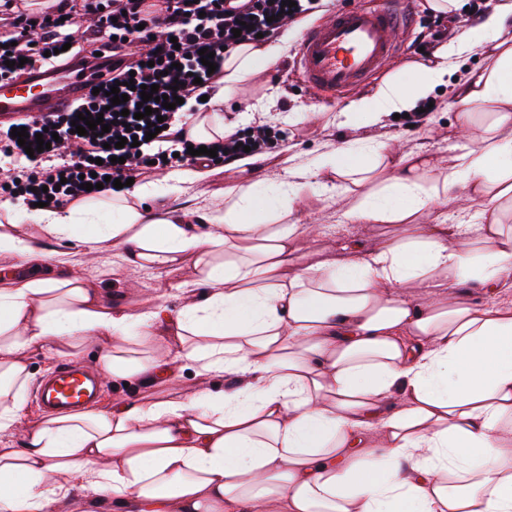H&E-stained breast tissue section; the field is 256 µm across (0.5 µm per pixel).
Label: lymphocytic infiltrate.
<instances>
[{
    "label": "lymphocytic infiltrate",
    "instance_id": "1",
    "mask_svg": "<svg viewBox=\"0 0 512 512\" xmlns=\"http://www.w3.org/2000/svg\"><path fill=\"white\" fill-rule=\"evenodd\" d=\"M0 7L13 12L10 30L0 31V79L22 74L18 59L35 65H92L98 57L111 59L103 71L99 94L86 95L69 110L27 122L26 145L49 142V149L27 155L11 127H0V155L11 170L0 176V194L22 193L27 203L48 202L63 207L102 194H115L114 180L138 178L149 172L151 162L177 157L191 162L193 140L182 107L168 109L152 103V113L137 118L141 85H157L159 95L176 93L188 99L198 83H212L213 75L200 61V49L213 52V61L223 64L231 50L242 45H260L280 28L297 21L306 11V0L295 6L282 0H52L46 11L30 12L25 0H0ZM252 29H245V22ZM14 67H7V60ZM128 97V116L110 107L111 88ZM102 115L109 133L91 130L74 137L72 123L82 114ZM161 123L159 141L166 150L144 154L142 147L119 145L120 137L145 139L152 123ZM271 138L268 126L255 133H233L207 141L216 150V160L226 163L239 155V146L261 152Z\"/></svg>",
    "mask_w": 512,
    "mask_h": 512
}]
</instances>
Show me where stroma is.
<instances>
[{
    "label": "stroma",
    "mask_w": 512,
    "mask_h": 512,
    "mask_svg": "<svg viewBox=\"0 0 512 512\" xmlns=\"http://www.w3.org/2000/svg\"><path fill=\"white\" fill-rule=\"evenodd\" d=\"M475 7V0H464L463 9L450 17L430 11L426 0H412L415 22L405 35L403 48L386 68V75L397 73L411 62L432 58L450 37L445 30L449 19L477 24L481 16ZM492 51V46L487 45L461 59L448 86L432 95L433 109L424 125L412 128L405 119L388 114L379 124L362 128V135L374 137L402 153L427 151L438 166H448L466 143V135L459 128L460 108L455 95L466 78L488 64ZM249 106L254 107L257 121L274 125L279 130L264 152L263 173L272 179L279 173L278 153L284 145H293L302 158L314 159L353 135L352 130L334 122L341 102L315 96L304 89L290 55L262 72L254 83L225 99L221 112L225 120L236 121L239 112ZM235 176L233 169L218 170L206 181L187 185L178 203L194 209H208L221 202L225 182ZM120 252L119 246L104 242L100 253L93 259L83 260L76 272L112 303L146 310L161 301L169 310H177L182 299L174 286L195 277L193 260H184L171 268L166 276L157 278L126 266L119 257Z\"/></svg>",
    "instance_id": "35a3bbf8"
}]
</instances>
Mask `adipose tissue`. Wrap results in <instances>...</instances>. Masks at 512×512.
<instances>
[{
  "mask_svg": "<svg viewBox=\"0 0 512 512\" xmlns=\"http://www.w3.org/2000/svg\"><path fill=\"white\" fill-rule=\"evenodd\" d=\"M512 0L433 59L406 66L339 112L340 126L412 112L448 83L457 60L490 44L491 62L464 83L468 144L448 168L428 153H390L355 137L316 161L281 151L276 179L243 155L224 202L204 213L161 207L207 164L131 185L119 198L36 209L39 235L0 225V254L34 268L58 262L51 240L91 257L105 240L156 276L193 259L176 284V316L114 306L72 269L0 284V512H57L82 490L90 512H512V298L469 301L473 288H512V43L499 40ZM295 29L224 61L210 105L283 57ZM355 187L343 224L385 225L378 248L314 249L319 227L296 204L329 176ZM473 224L445 223L456 190ZM154 207H145V200ZM178 336L177 354L154 350ZM104 341L106 375L166 392L108 411L19 423L28 358L81 355ZM221 376L225 390L178 389L177 363Z\"/></svg>",
  "mask_w": 512,
  "mask_h": 512,
  "instance_id": "obj_1",
  "label": "adipose tissue"
}]
</instances>
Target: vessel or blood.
Returning a JSON list of instances; mask_svg holds the SVG:
<instances>
[{"mask_svg":"<svg viewBox=\"0 0 512 512\" xmlns=\"http://www.w3.org/2000/svg\"><path fill=\"white\" fill-rule=\"evenodd\" d=\"M410 0H378L339 12L306 31L299 44L297 69L321 96L340 97L381 73L400 46L398 34L410 12ZM96 81L91 68L56 72L34 67L0 85V117H42L67 110ZM102 395L98 374L73 361L58 362L36 386L34 397L48 413L76 412L95 406Z\"/></svg>","mask_w":512,"mask_h":512,"instance_id":"b4317fda","label":"vessel or blood"}]
</instances>
